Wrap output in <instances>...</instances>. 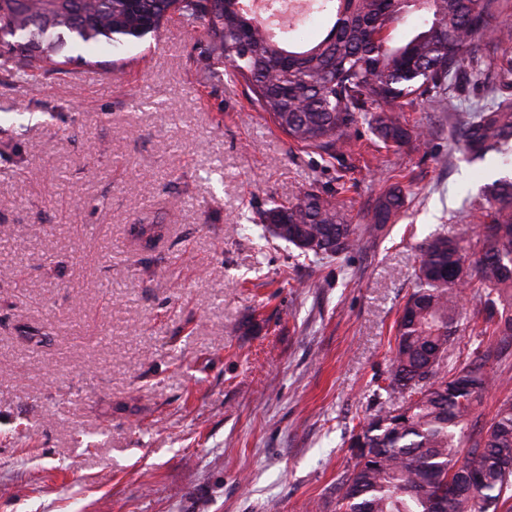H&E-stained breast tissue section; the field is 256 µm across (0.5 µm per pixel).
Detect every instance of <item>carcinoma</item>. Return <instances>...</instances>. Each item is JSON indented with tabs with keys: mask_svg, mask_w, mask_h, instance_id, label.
I'll use <instances>...</instances> for the list:
<instances>
[{
	"mask_svg": "<svg viewBox=\"0 0 512 512\" xmlns=\"http://www.w3.org/2000/svg\"><path fill=\"white\" fill-rule=\"evenodd\" d=\"M238 0H0V77L22 83L65 74L69 47L143 41L177 16L200 24L207 58L230 68L252 101L297 146L333 160L347 132L364 120L385 142L401 145L423 131L404 108L428 103L467 66L512 77V56H472L490 31L496 0H316L330 27L316 43L294 38L295 21L269 37ZM411 16L420 25L399 44L392 31ZM475 158L512 166V99L469 113L456 130ZM490 205L476 235L433 233L420 247L415 286L396 321L389 366L375 390V413L353 427L351 465L336 479V512H512V397L489 423L469 428L495 384L489 362L512 346V177L488 186ZM391 188L376 208L381 229L402 207ZM270 233L315 258L358 245L343 206L314 191L263 212ZM471 291L475 317L495 337L448 365L449 348Z\"/></svg>",
	"mask_w": 512,
	"mask_h": 512,
	"instance_id": "cac0c4a2",
	"label": "carcinoma"
}]
</instances>
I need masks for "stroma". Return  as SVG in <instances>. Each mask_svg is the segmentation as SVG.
Segmentation results:
<instances>
[{
  "label": "stroma",
  "instance_id": "obj_1",
  "mask_svg": "<svg viewBox=\"0 0 512 512\" xmlns=\"http://www.w3.org/2000/svg\"><path fill=\"white\" fill-rule=\"evenodd\" d=\"M197 24L0 81V512H333L432 233L477 227L493 159L453 135L498 76L366 123L325 162L219 76ZM114 64L106 74L105 64ZM405 203L378 231L377 200ZM312 190L357 247L315 259L264 210Z\"/></svg>",
  "mask_w": 512,
  "mask_h": 512
}]
</instances>
